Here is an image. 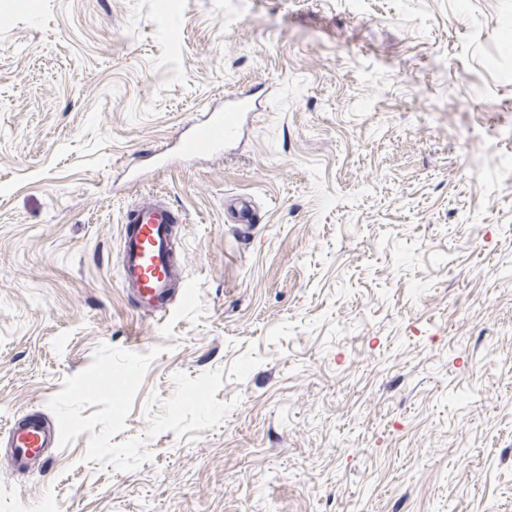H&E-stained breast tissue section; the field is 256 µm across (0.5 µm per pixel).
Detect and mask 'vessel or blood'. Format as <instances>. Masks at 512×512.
<instances>
[{
	"instance_id": "obj_1",
	"label": "vessel or blood",
	"mask_w": 512,
	"mask_h": 512,
	"mask_svg": "<svg viewBox=\"0 0 512 512\" xmlns=\"http://www.w3.org/2000/svg\"><path fill=\"white\" fill-rule=\"evenodd\" d=\"M240 109L206 113L197 120L187 140L190 150L221 151L237 136ZM182 212L155 197L137 200L122 216L118 251L119 285L134 300L139 312L152 318L167 316L191 296L178 289L179 257L173 246ZM59 448L56 421L40 411L10 421L0 437V463L11 473L24 475L44 467Z\"/></svg>"
}]
</instances>
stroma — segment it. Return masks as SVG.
Returning <instances> with one entry per match:
<instances>
[{"instance_id": "1", "label": "stroma", "mask_w": 512, "mask_h": 512, "mask_svg": "<svg viewBox=\"0 0 512 512\" xmlns=\"http://www.w3.org/2000/svg\"><path fill=\"white\" fill-rule=\"evenodd\" d=\"M148 195L187 218L161 319L118 286ZM103 343L167 348L115 442L178 373L228 413L0 465V512H512V0H0V428ZM245 97L236 106L224 112H207L197 120L186 143L187 150L206 149L219 152L224 143L237 136L240 128V111L246 107Z\"/></svg>"}]
</instances>
